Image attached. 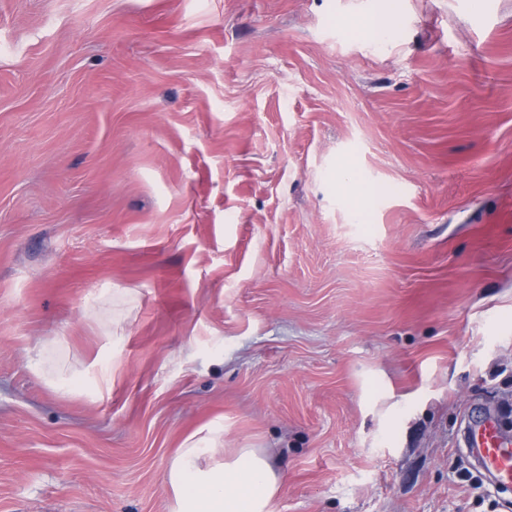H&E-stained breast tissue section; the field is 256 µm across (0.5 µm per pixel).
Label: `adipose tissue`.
I'll use <instances>...</instances> for the list:
<instances>
[{
    "mask_svg": "<svg viewBox=\"0 0 512 512\" xmlns=\"http://www.w3.org/2000/svg\"><path fill=\"white\" fill-rule=\"evenodd\" d=\"M169 512H271L280 478L261 448L225 455L218 437L189 436L167 473Z\"/></svg>",
    "mask_w": 512,
    "mask_h": 512,
    "instance_id": "adipose-tissue-1",
    "label": "adipose tissue"
}]
</instances>
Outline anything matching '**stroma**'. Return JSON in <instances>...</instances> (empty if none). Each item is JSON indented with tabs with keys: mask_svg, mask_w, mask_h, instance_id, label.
<instances>
[{
	"mask_svg": "<svg viewBox=\"0 0 512 512\" xmlns=\"http://www.w3.org/2000/svg\"><path fill=\"white\" fill-rule=\"evenodd\" d=\"M482 412L512 0H0V512H168L204 426L272 512H512ZM349 31L383 42L388 39L390 24L385 16H365L346 21ZM465 446L492 483L512 486V448L503 440L499 419L485 415L469 426Z\"/></svg>",
	"mask_w": 512,
	"mask_h": 512,
	"instance_id": "35a3bbf8",
	"label": "stroma"
}]
</instances>
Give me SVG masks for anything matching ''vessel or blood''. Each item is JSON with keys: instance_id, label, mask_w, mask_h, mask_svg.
<instances>
[{"instance_id": "obj_1", "label": "vessel or blood", "mask_w": 512, "mask_h": 512, "mask_svg": "<svg viewBox=\"0 0 512 512\" xmlns=\"http://www.w3.org/2000/svg\"><path fill=\"white\" fill-rule=\"evenodd\" d=\"M465 445L491 482L512 486V444L504 441L497 417L486 415L474 420L467 430Z\"/></svg>"}]
</instances>
